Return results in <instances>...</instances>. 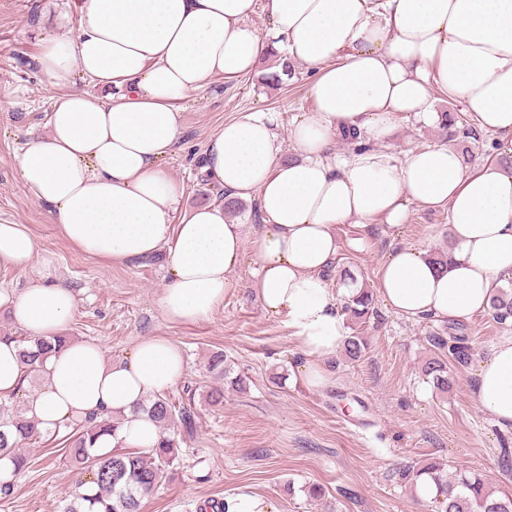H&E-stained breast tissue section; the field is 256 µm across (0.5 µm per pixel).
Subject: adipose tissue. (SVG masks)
<instances>
[{
  "label": "adipose tissue",
  "instance_id": "1",
  "mask_svg": "<svg viewBox=\"0 0 512 512\" xmlns=\"http://www.w3.org/2000/svg\"><path fill=\"white\" fill-rule=\"evenodd\" d=\"M257 0H83L75 32L47 31L35 58L61 89L49 132L27 142L15 165L63 237L83 252L133 261L166 251L167 319H208L234 286L245 252L257 269L264 311L281 318L305 356L300 379L328 386L326 363L346 339L345 319L322 274L336 260L337 225L384 218L403 224L408 204L448 214L451 258L431 261L406 245L378 270L383 304L409 320L464 322L486 312L512 278V169L471 170L448 146L396 154L388 141L398 115L433 117L435 93L462 102L471 126L512 145V0H266L275 31L248 20ZM287 52L313 77L314 107L296 117V155L284 159L273 120L251 112L210 136L202 168L227 197L255 199L258 224H236L220 204L183 208L182 188L163 160L183 127L180 104L217 79L253 70L267 48ZM87 81L94 92L73 93ZM365 147L335 154L340 132ZM37 244L26 225L0 224V265L28 269ZM0 307L33 337L64 332L74 292L31 280ZM44 387L26 415L45 429L118 415L115 444L150 452L160 430L139 406L185 373L167 337L146 336L105 362L101 346L73 341L40 358ZM28 368L0 341V397L19 394ZM478 408L512 431V335L500 337L474 369Z\"/></svg>",
  "mask_w": 512,
  "mask_h": 512
}]
</instances>
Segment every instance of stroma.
I'll return each instance as SVG.
<instances>
[{"instance_id":"obj_1","label":"stroma","mask_w":512,"mask_h":512,"mask_svg":"<svg viewBox=\"0 0 512 512\" xmlns=\"http://www.w3.org/2000/svg\"><path fill=\"white\" fill-rule=\"evenodd\" d=\"M82 0H0V223L27 225L37 254L27 271L0 267V291L19 292L30 278L71 288L76 310L66 332L77 341H95L105 361L131 352L145 336L169 338L186 360L181 385L170 394L187 401L188 389L223 390L224 401L196 400L193 434L175 428L182 456L142 499L140 512H197L208 501L240 492L259 495L276 512H431V504L398 482L395 471L429 459H444L481 473L495 490L512 494V468L501 447L512 449V432L501 431L473 399L470 365L450 363L452 387L437 392L423 373L435 350L427 338L444 330L442 321H413L375 300L374 319L359 325L368 347L360 360L337 353L329 361L331 382L307 389L299 382L304 363L292 331L267 314L254 291L255 262L245 255L233 272L235 288L208 320L180 324L159 305L166 286L167 254L130 262L90 256L72 246L22 184L14 156L29 140L47 133V114L58 91L33 65L41 30L69 33ZM265 61L231 80H214L180 104L183 131L164 164L184 190L186 206L217 202V186L202 172L208 137L224 122L250 112L273 113L283 156L293 154V120L314 105L302 64L281 83L262 76ZM437 124L415 116L398 118L389 144L395 153L438 144ZM441 210L410 206L399 227L375 220L369 241L352 244V225L336 227L340 244L336 267L325 274L331 291L352 269L369 290L387 254L402 245L429 252L448 251ZM472 362L482 359L512 320L498 324L488 314L463 322ZM224 351L245 379L235 389L208 371L215 351ZM25 472L12 478V492L0 494V512H60L80 478L67 458L60 434L41 432L24 441ZM321 485L325 496L307 497L305 486Z\"/></svg>"}]
</instances>
